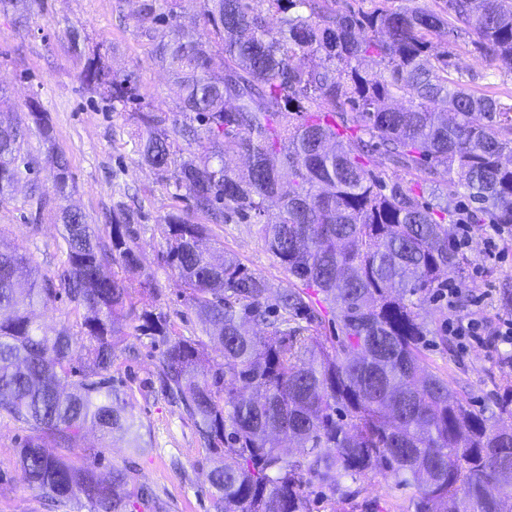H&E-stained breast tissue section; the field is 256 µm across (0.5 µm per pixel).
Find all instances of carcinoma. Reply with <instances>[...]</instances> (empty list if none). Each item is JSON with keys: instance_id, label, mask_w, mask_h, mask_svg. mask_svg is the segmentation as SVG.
<instances>
[{"instance_id": "obj_1", "label": "carcinoma", "mask_w": 512, "mask_h": 512, "mask_svg": "<svg viewBox=\"0 0 512 512\" xmlns=\"http://www.w3.org/2000/svg\"><path fill=\"white\" fill-rule=\"evenodd\" d=\"M202 3L206 38L174 9L140 5L139 19L159 26L152 59L200 129L141 110L139 160L161 177L176 167L177 188L212 220L253 219L296 285L281 290L237 256L199 246L206 225L172 213L166 262L203 333L185 337L162 310L133 300L131 215L113 216L104 236L80 209L59 207L66 259L50 276L0 247V413L33 429L18 451L22 480L77 512H128L131 470L112 467L107 483L71 455L89 425L142 447L114 375L132 321L165 345L159 388L208 450L216 512H311L314 487L355 483L376 467L405 512H512V388L499 423L473 409L427 364L418 312L467 263L452 225L512 224V103L467 87L448 52L435 51L464 32L512 76V0H448L438 10ZM81 76L114 103L143 98L98 52ZM32 125L53 200L72 195L69 161L33 99L24 117L0 119V202L21 180ZM201 133L207 146L185 153L182 143ZM377 154L385 178L372 168ZM234 156L246 169L228 165ZM62 298L75 322L49 335L34 311ZM286 438L299 457L280 451Z\"/></svg>"}]
</instances>
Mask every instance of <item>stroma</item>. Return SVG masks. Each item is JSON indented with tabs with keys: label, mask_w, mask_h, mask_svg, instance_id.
I'll use <instances>...</instances> for the list:
<instances>
[{
	"label": "stroma",
	"mask_w": 512,
	"mask_h": 512,
	"mask_svg": "<svg viewBox=\"0 0 512 512\" xmlns=\"http://www.w3.org/2000/svg\"><path fill=\"white\" fill-rule=\"evenodd\" d=\"M139 0H35L24 19L15 12L0 10V86L4 87L16 113H24L30 100H37L48 112L54 128L56 147L69 160L74 180L72 204L88 217L100 232L110 229L109 217L120 208L139 211L137 246L138 271L128 282L137 303L147 302L141 284L152 277L161 296L158 304L167 314L177 335L196 336L201 324L185 300L181 280L165 262L166 243L161 222L172 212H181L191 221L207 227V245L235 254L251 271L282 288L291 281L275 256L260 238L256 225L234 220L224 224L208 222L192 212L182 190L177 189L175 172L158 176L138 160L136 153V113L152 106L167 113L179 110L180 91L170 76L149 57L152 41L137 18ZM85 36L86 51L100 52L113 73L132 75L139 84L140 104L112 105L105 95L89 89L81 79L82 63L68 43L70 31ZM450 69L477 91L495 87L512 95V78L502 79L495 66L474 47L449 44ZM24 154L35 173L23 176L12 200L0 204V242L24 252L43 273H53L64 261L62 226L55 210L45 211L38 224L30 222V186L38 184L51 192L44 146L38 131H29ZM487 227H471L464 253L468 262L455 282L460 290L456 310L445 301L428 300L419 313L427 325V363L447 377L463 399L486 416L498 412L497 399L503 387L512 384V345L495 336L501 319L512 318V246L497 260L483 257ZM482 298L481 309L472 302ZM480 311L486 328L477 341L460 342L448 336L449 318L468 320ZM125 340L116 351L115 367L129 395L127 411L143 435L139 448L114 434L102 441L91 427L81 434L77 466L109 479L113 466L133 465L137 482L166 501L171 512H214L208 489L210 462L191 422L183 411L163 398L148 393L147 384L155 375L159 352L152 340L142 336L133 323L123 325ZM30 430L8 417H0V512H71L37 496L24 484L18 470V449ZM103 454H96V447ZM354 499L334 497L324 490V498L313 512H399L391 498L382 470L373 469L356 483Z\"/></svg>",
	"instance_id": "1"
}]
</instances>
